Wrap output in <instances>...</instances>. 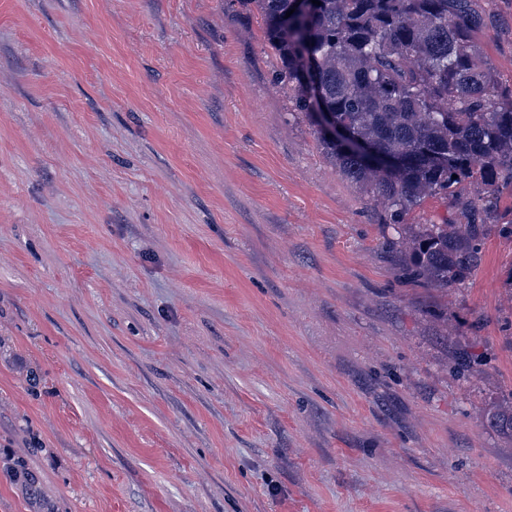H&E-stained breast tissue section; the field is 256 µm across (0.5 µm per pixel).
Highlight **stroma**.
<instances>
[{"mask_svg":"<svg viewBox=\"0 0 512 512\" xmlns=\"http://www.w3.org/2000/svg\"><path fill=\"white\" fill-rule=\"evenodd\" d=\"M278 66L239 0H0V512H512V238L414 282Z\"/></svg>","mask_w":512,"mask_h":512,"instance_id":"35a3bbf8","label":"stroma"}]
</instances>
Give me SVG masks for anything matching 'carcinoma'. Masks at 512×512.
<instances>
[{
  "instance_id": "carcinoma-1",
  "label": "carcinoma",
  "mask_w": 512,
  "mask_h": 512,
  "mask_svg": "<svg viewBox=\"0 0 512 512\" xmlns=\"http://www.w3.org/2000/svg\"><path fill=\"white\" fill-rule=\"evenodd\" d=\"M240 2L261 16L276 79L325 157L376 198L383 223L404 227L391 244L404 248L415 280L451 287L480 262L486 225L512 235V84L474 39L484 23L477 0ZM322 113L380 160L328 137ZM438 195L453 202L454 219L408 223ZM490 416L512 435V403Z\"/></svg>"
}]
</instances>
